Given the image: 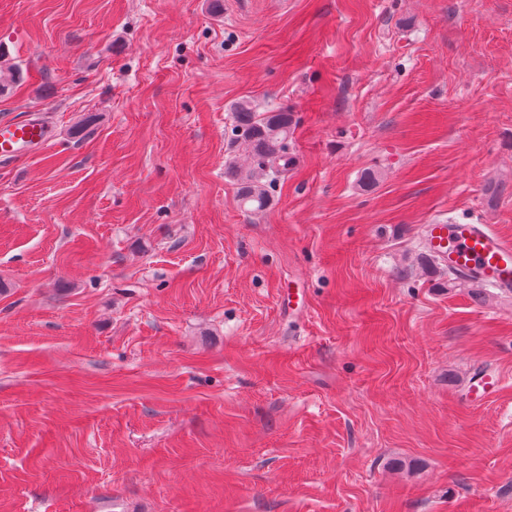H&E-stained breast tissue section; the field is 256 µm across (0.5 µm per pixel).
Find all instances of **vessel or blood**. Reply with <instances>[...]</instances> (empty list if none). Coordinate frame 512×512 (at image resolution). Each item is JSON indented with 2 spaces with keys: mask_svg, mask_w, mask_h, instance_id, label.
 Returning <instances> with one entry per match:
<instances>
[{
  "mask_svg": "<svg viewBox=\"0 0 512 512\" xmlns=\"http://www.w3.org/2000/svg\"><path fill=\"white\" fill-rule=\"evenodd\" d=\"M48 125L36 119L0 122V158L41 149L51 139ZM429 249L475 283L512 292V242L485 224L455 221L427 225Z\"/></svg>",
  "mask_w": 512,
  "mask_h": 512,
  "instance_id": "b4317fda",
  "label": "vessel or blood"
}]
</instances>
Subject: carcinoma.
<instances>
[{
  "mask_svg": "<svg viewBox=\"0 0 512 512\" xmlns=\"http://www.w3.org/2000/svg\"><path fill=\"white\" fill-rule=\"evenodd\" d=\"M234 119L236 142L253 159V166L248 169L229 167L238 182V202L246 211L261 212L270 202L268 187L292 169L288 138L296 119L286 109L257 112L249 100L237 104Z\"/></svg>",
  "mask_w": 512,
  "mask_h": 512,
  "instance_id": "1",
  "label": "carcinoma"
}]
</instances>
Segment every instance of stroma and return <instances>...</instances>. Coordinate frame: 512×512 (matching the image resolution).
<instances>
[{"mask_svg":"<svg viewBox=\"0 0 512 512\" xmlns=\"http://www.w3.org/2000/svg\"><path fill=\"white\" fill-rule=\"evenodd\" d=\"M0 78V512H512V297L419 260L512 241V0H0ZM233 135L242 150L253 159V166L229 167L238 182V202L249 212H261L270 202L267 187L285 177L293 166L288 138L296 119L293 112H255L249 100H241L234 112ZM48 125L37 119L0 122V158L41 149L51 139Z\"/></svg>","mask_w":512,"mask_h":512,"instance_id":"35a3bbf8","label":"stroma"}]
</instances>
